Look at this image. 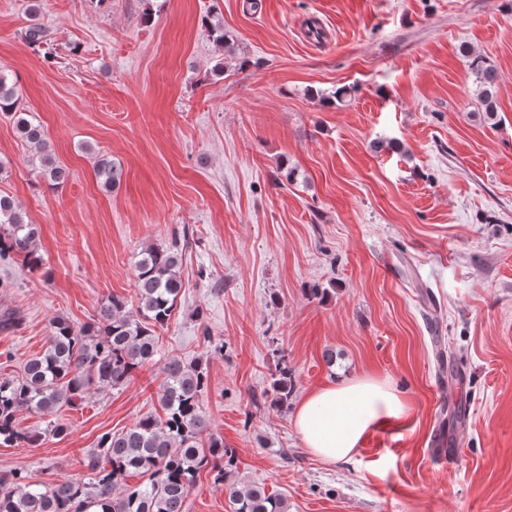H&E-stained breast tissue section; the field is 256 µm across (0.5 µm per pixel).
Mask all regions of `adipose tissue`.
Here are the masks:
<instances>
[{"mask_svg": "<svg viewBox=\"0 0 512 512\" xmlns=\"http://www.w3.org/2000/svg\"><path fill=\"white\" fill-rule=\"evenodd\" d=\"M405 410L403 398L389 380L363 374L308 393L295 409L294 424L304 447L315 457L345 463L368 430Z\"/></svg>", "mask_w": 512, "mask_h": 512, "instance_id": "adipose-tissue-1", "label": "adipose tissue"}]
</instances>
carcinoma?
Masks as SVG:
<instances>
[{
  "label": "carcinoma",
  "mask_w": 512,
  "mask_h": 512,
  "mask_svg": "<svg viewBox=\"0 0 512 512\" xmlns=\"http://www.w3.org/2000/svg\"><path fill=\"white\" fill-rule=\"evenodd\" d=\"M40 6L29 5V24L22 31L36 50L48 44L49 28L39 18ZM478 89L482 112L493 120L497 70L482 54L465 51ZM0 113L13 119L21 139L35 149L32 162L58 188L67 183L69 170L48 150L43 125L20 107L16 83L0 73ZM95 174L108 188L118 185L122 169L102 155ZM39 225L31 224L8 195L0 194V258L20 257L35 270ZM137 309L125 298L107 297L91 322L81 328L58 318L50 323L42 354L29 359L18 378H0V442L33 445L43 433L20 427L18 413L48 412L75 406L97 392L115 389L152 362L157 354L156 329L165 326L182 288L179 246L150 245L135 262ZM164 381L159 404L164 416L147 415L129 429L101 438L84 466L89 479L62 483L33 482L21 472L0 476V512H186V501L201 470L210 469L224 485L232 512H288L286 500L264 488L230 480L237 455L224 441L206 436L209 425L202 397L207 375L198 363L171 359L161 368ZM271 406L288 405L292 379L288 366L276 363L271 382ZM147 477L137 486L125 479Z\"/></svg>",
  "instance_id": "1"
}]
</instances>
